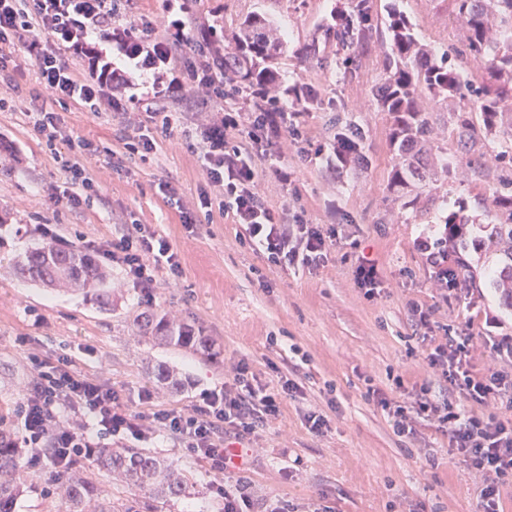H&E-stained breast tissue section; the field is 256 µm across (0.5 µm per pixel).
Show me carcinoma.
<instances>
[{
	"instance_id": "obj_1",
	"label": "carcinoma",
	"mask_w": 512,
	"mask_h": 512,
	"mask_svg": "<svg viewBox=\"0 0 512 512\" xmlns=\"http://www.w3.org/2000/svg\"><path fill=\"white\" fill-rule=\"evenodd\" d=\"M457 16L465 31L466 42L456 60L418 44L414 25L398 8L391 6L385 21L389 50L385 56V77L375 87L374 96L382 111L392 121L391 139L397 151L393 183L405 189L411 180H423L416 146L429 141L428 121L422 110V94L446 101L459 97L467 106L455 114V131L460 138L474 141L497 135L512 142V0H456ZM376 27L372 0H349L346 9L335 15L333 23L322 28L324 41L336 44L343 74L356 72V51L370 39ZM284 53V43L272 34L271 21L255 15L244 20L229 35H224V76L227 84L242 90L264 91L277 85L276 61ZM480 62L479 84L464 76V61ZM296 101L308 110L319 103L317 90L301 86L294 90ZM363 133L348 123L336 132V159L341 167L355 165L363 159ZM507 172L493 192L492 209L488 212L492 234L504 266L493 281V287L512 299V151L497 155ZM464 204L448 214L445 223L452 227L451 241L459 252L454 264L462 275L470 272L461 255L467 249L463 215ZM19 274L33 282L66 280L88 292L98 291L102 274L83 251H61L47 242L26 255L18 265ZM144 337L161 340L180 348H204L206 339L195 334L188 325H172L165 318H144ZM10 428L0 421V512H16L23 488L14 475L22 449ZM87 465L99 471L118 473L136 490L124 512H140L145 499H170L186 493L189 478L175 467L139 448H103ZM66 512H85L89 500L96 503L95 512H113L109 494L94 486L77 468L64 484Z\"/></svg>"
}]
</instances>
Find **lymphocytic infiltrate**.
<instances>
[{"instance_id":"lymphocytic-infiltrate-1","label":"lymphocytic infiltrate","mask_w":512,"mask_h":512,"mask_svg":"<svg viewBox=\"0 0 512 512\" xmlns=\"http://www.w3.org/2000/svg\"><path fill=\"white\" fill-rule=\"evenodd\" d=\"M128 5L129 0H0V110L14 105L20 93L15 75L31 66L53 101L71 100L93 109L107 100L126 131V151L144 161L156 153L157 142L142 134L143 121L170 129L174 115L158 102L181 92L200 106L192 148L201 159L207 188L193 202L185 201L171 183L159 189L184 226L194 227L198 210L216 208L241 226L242 242L269 263L320 268L337 242L335 225L309 224L302 215L270 207L258 191L252 159L237 141L242 133L270 147L300 140L302 131L291 113L256 111L247 120L239 112L211 110V103L224 96V55L214 49L216 27L192 24L184 0H167L163 24L143 17L123 25L119 18ZM191 25L197 49L188 60L184 48ZM140 75L151 80L152 97L138 95ZM86 247L120 267L148 305L154 300L158 270L167 268L174 276L181 272L169 241L143 224ZM475 347L468 329L445 331L425 356L430 378L408 386L396 375L392 392L371 387L367 393L386 413L394 433L409 441H418L422 422L436 424L448 437L449 453L473 477L479 512H500V489L512 483V421L500 415L512 409V375L494 366L473 373ZM28 359L38 382L20 409V444L28 450L23 467H43L63 481L77 459L93 453L82 417L119 439L145 437L152 422L209 466L224 512H289L285 502L263 506L243 474L259 430L276 419L283 399L302 395L297 381L286 379L271 388L257 382L248 362L241 360L232 380L201 395L191 413L163 409L147 418L128 412L117 390L78 372L67 358L52 360L32 352ZM58 407L69 409L75 421L56 419ZM233 468L239 476L230 482L226 473Z\"/></svg>"}]
</instances>
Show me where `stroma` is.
<instances>
[{"label": "stroma", "instance_id": "35a3bbf8", "mask_svg": "<svg viewBox=\"0 0 512 512\" xmlns=\"http://www.w3.org/2000/svg\"><path fill=\"white\" fill-rule=\"evenodd\" d=\"M415 23L422 43L456 57L465 31L455 0H392ZM348 0H193L195 17L220 30H234L245 17L260 14L278 27L286 51L279 61L281 88L314 86L321 103L301 113L302 142L265 148L243 139L260 174L265 200L308 223L336 225L340 239L319 269L283 270L240 243L238 227L219 210L200 216L186 229L168 206L160 183L175 185L185 199L198 196L205 182L198 154L187 147L184 124L168 132L151 129L157 152L149 161L132 159L122 170L109 164L123 153L121 130L108 105L91 111L76 103L54 104L65 137L55 150L41 143L26 113L40 91L32 74L20 76L14 109L0 112V418L20 431L18 409L36 380L27 353L67 355L74 368L116 389L135 414L185 410L201 393L224 386V372L246 360L265 384L281 378L303 386L301 397L285 399L277 420L259 432L262 449L247 472L259 499L285 500L296 512H477L478 491L466 468L448 452V438L436 426H422L412 443L394 434L368 386L389 389L391 376L413 383L429 375L427 344L412 322L411 303L435 307V321L452 329L485 334L495 318L498 336H512V301L493 288L503 263L488 248L487 218L492 191L503 170L495 159L501 138L486 137L462 150L452 133L457 101L425 100L434 149L428 156L434 182L403 190L392 182L395 151L391 123L373 95L384 77L388 48L385 29L374 31L360 49L358 68L344 76L336 65V45L318 39ZM316 54H307L310 43ZM351 123L365 137L366 165L338 168L333 149L337 124ZM90 140L94 155L83 163L95 181L91 198L71 209L58 197L68 187L66 160L71 140ZM469 164H458L460 156ZM453 162L444 173L445 162ZM288 174L287 182L273 168ZM464 200L470 218L466 259L472 275L460 291L441 300L431 286L433 269L419 240L442 237L444 222ZM144 224L165 237L177 252L182 274H161L152 306L119 268L108 267L104 292L94 295L64 284L45 286L22 278L18 260L51 241L83 247ZM374 260L383 288L367 299L356 288L357 257ZM155 313L192 326L209 342L193 350L155 344L139 330L142 315ZM153 389L152 402L140 398ZM322 413L323 434L309 431L304 415ZM111 448H142L189 474L185 496L148 501V512H224L211 491L207 465L189 456L168 432L154 430L143 440L107 439ZM27 487L16 512H64L62 487L45 469L24 473Z\"/></svg>", "mask_w": 512, "mask_h": 512}]
</instances>
